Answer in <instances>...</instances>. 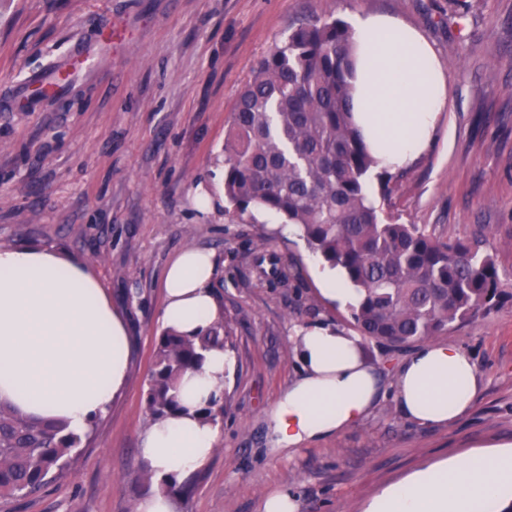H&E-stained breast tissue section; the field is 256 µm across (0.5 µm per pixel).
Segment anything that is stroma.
I'll list each match as a JSON object with an SVG mask.
<instances>
[{"label":"stroma","instance_id":"stroma-1","mask_svg":"<svg viewBox=\"0 0 512 512\" xmlns=\"http://www.w3.org/2000/svg\"><path fill=\"white\" fill-rule=\"evenodd\" d=\"M384 13L421 31L448 76V110L399 178L390 211L443 241L483 237L512 275V0H0V246L47 248L88 264L128 317L124 391L62 479L0 512H136L152 487L140 448L145 390L161 333V280L188 247L213 251L212 284L235 371L224 385L221 443L186 477L176 512H261L273 489L297 512H362L418 466L512 442V302L442 334L467 351L480 389L458 421L423 427L385 398L334 438L270 453L268 413L300 365L295 328L353 331L350 308L319 290L299 236L224 200V137L238 89L297 19ZM92 61L53 98L31 78ZM273 237L280 278L261 283L253 249Z\"/></svg>","mask_w":512,"mask_h":512}]
</instances>
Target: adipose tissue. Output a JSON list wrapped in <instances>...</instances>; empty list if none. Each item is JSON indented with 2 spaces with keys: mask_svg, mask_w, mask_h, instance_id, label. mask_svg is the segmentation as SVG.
Masks as SVG:
<instances>
[{
  "mask_svg": "<svg viewBox=\"0 0 512 512\" xmlns=\"http://www.w3.org/2000/svg\"><path fill=\"white\" fill-rule=\"evenodd\" d=\"M354 124L381 167H409L427 148L448 109V79L435 48L403 20L356 16ZM213 252L187 248L167 263L162 329L186 336L224 316L212 282ZM290 342L298 375L270 410L272 450L338 435L393 394L401 411L422 426L452 423L474 404L479 378L470 355L445 342H428L398 365L392 381L361 353V339L330 323L303 326ZM131 344L122 314L100 279L57 252L0 247V400L39 420H59L83 433L124 388ZM221 348L201 370L178 383L182 414L153 423L140 450L154 479L183 477L202 468L220 431L198 408L221 395L234 372ZM512 501V443L421 465L382 487L362 512H500Z\"/></svg>",
  "mask_w": 512,
  "mask_h": 512,
  "instance_id": "adipose-tissue-1",
  "label": "adipose tissue"
}]
</instances>
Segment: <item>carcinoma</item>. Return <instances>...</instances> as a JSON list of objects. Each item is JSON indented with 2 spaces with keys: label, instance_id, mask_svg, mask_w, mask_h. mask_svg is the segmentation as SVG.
I'll list each match as a JSON object with an SVG mask.
<instances>
[{
  "label": "carcinoma",
  "instance_id": "carcinoma-1",
  "mask_svg": "<svg viewBox=\"0 0 512 512\" xmlns=\"http://www.w3.org/2000/svg\"><path fill=\"white\" fill-rule=\"evenodd\" d=\"M353 31L332 14L298 20L238 91L224 138V199L293 224L309 250L342 270L361 299L351 318L365 340L406 347L486 316L512 300L495 260L474 241H440L383 215L372 198L378 161L352 122ZM218 322L201 335L163 332L147 388L153 419L179 409L181 374L229 348ZM217 423L222 399L200 409ZM0 401V497L33 494L62 478L90 439Z\"/></svg>",
  "mask_w": 512,
  "mask_h": 512
}]
</instances>
